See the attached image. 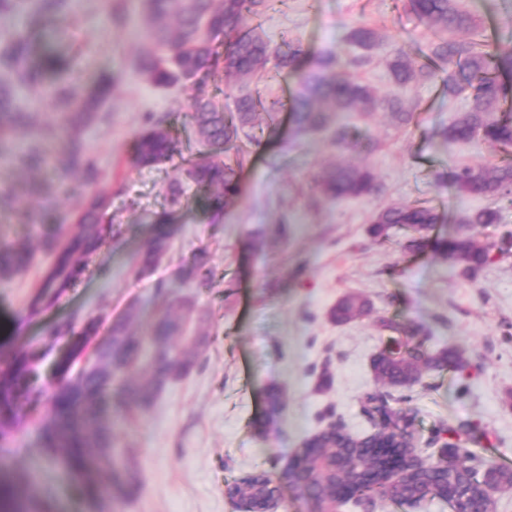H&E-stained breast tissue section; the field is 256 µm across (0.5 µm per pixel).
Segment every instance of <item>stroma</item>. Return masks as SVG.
Segmentation results:
<instances>
[{
    "instance_id": "stroma-1",
    "label": "stroma",
    "mask_w": 512,
    "mask_h": 512,
    "mask_svg": "<svg viewBox=\"0 0 512 512\" xmlns=\"http://www.w3.org/2000/svg\"><path fill=\"white\" fill-rule=\"evenodd\" d=\"M108 2L76 0L59 41L68 61L64 80L75 96L88 94L148 46L143 0H120L127 13L121 27L106 22ZM458 2L481 27H493L491 44L512 49V0ZM403 3L288 0L287 8L264 18L273 45L297 39L316 53L359 59L352 75L379 96L401 98L415 116L404 126L379 110L342 115L355 139L345 149L322 134H295L288 116H280L276 127L264 130L262 146L244 158L242 195L223 212L207 211L206 192L192 185L180 204L168 203L169 184L184 176L179 162L144 168L133 160L137 135L161 118L183 155L196 151L188 81L161 89L145 77L125 75L103 107L106 119L83 135L98 166L92 185L32 173L13 156L0 155V194L14 197L0 205V243L33 249L28 270L0 284V355L37 348L52 363L61 344L49 340L50 330L91 315L106 329L131 317V331L145 334L161 310L159 286L188 311L181 345L208 338L198 367L171 382L148 411L112 406L114 432L141 482L127 503L85 498L79 482L44 455L37 437L44 407L30 409L29 423L0 441V479L22 490L26 512H39L43 502L52 512H241L226 496L227 484L260 471L279 473L302 440L327 424L343 422L359 436L373 432L361 398L377 388L371 359L383 346L375 325L380 316L422 328L427 350L455 347L467 362L461 371H423L415 399L405 406L417 454L437 458L432 430L465 424L466 446L479 463L512 467V206L502 208L498 223L477 226L496 259L470 279L431 248L405 250L404 230L392 229L384 241L369 231L375 211L420 203L444 215L436 234L456 232L461 216L486 201L459 193L451 171L501 157L494 147L439 136V128L467 108L468 92L448 96L439 75L406 86L393 81L387 62L394 48L406 44L420 65L429 39ZM359 26L380 33L377 47L366 51L348 42L349 31ZM340 160L369 163L377 192L313 203L317 176ZM92 191L109 197L115 233L72 288L30 315L29 301L49 262L39 234L53 218L44 214L42 198L50 196L58 212L74 215ZM165 212L179 227L171 248L149 274L136 275L133 259ZM200 253L210 280L184 281L181 267ZM347 293L366 296L372 311L339 325L329 311ZM273 388L282 406L269 420ZM258 422L264 431L255 430Z\"/></svg>"
}]
</instances>
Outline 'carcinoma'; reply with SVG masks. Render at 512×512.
I'll return each instance as SVG.
<instances>
[{"label": "carcinoma", "instance_id": "carcinoma-1", "mask_svg": "<svg viewBox=\"0 0 512 512\" xmlns=\"http://www.w3.org/2000/svg\"><path fill=\"white\" fill-rule=\"evenodd\" d=\"M70 0H0V16L17 12L26 15V29L0 49V154L10 150L3 138L5 131L28 138L25 161L36 168L46 163L43 141L63 140V152L56 159L58 170L66 175L84 173L87 181L97 177V167L90 158L80 131L100 118L99 109L120 80L114 75L99 83L87 99L71 103L63 83L65 58L42 39V35L65 18ZM151 46L132 63L134 71L160 87L182 79L196 80L191 121L202 149L185 160L186 178L198 188L213 192L208 207L219 211L237 203L242 194L241 168L244 154L242 139L260 146L254 134L262 124L275 123L280 111L278 99L263 100L251 93L235 101V111L226 112L215 101L204 78L223 70L225 81L247 82L268 74L270 57L280 69L296 68L304 54L301 45L288 43L285 50L274 49L262 19L278 8V0H145ZM408 7L435 39L427 47L428 63L415 66L409 54L398 48L388 61L394 82L405 86L421 78L446 74L448 95L472 89L469 108L440 129L448 142L478 141L506 152L512 150V112L502 105L512 99V50L492 48L476 39V23L462 10L457 0H410ZM256 21L243 24L245 17ZM222 32L227 43L224 53L213 46L214 34ZM348 39L367 50L380 42L378 32L357 27ZM356 59L326 53L317 56L314 68L302 75L300 89L290 104L291 119L300 134L331 132L334 144L347 147L350 132L336 125L342 112L388 111L401 124L413 119L414 109L399 99L377 96L368 85L351 79L350 68ZM48 78L51 93L65 110V122L58 127L36 125L34 117L21 103L24 88L44 85ZM178 152L170 129L159 120L136 139L134 160L140 167H154ZM458 192L490 200V204L462 218L465 228L449 236L429 238L440 216L422 204H400L383 208L372 220V234L389 238L388 230L400 226L410 232L404 248L410 251L432 243L433 251L453 260L459 274L472 278L492 263V247L481 242L473 228L493 224L500 205H512V160L476 166H462L451 174ZM321 196L330 203L360 198L374 193L377 182L368 164H337L324 170L317 179ZM109 199L100 194L89 196L76 217V224L61 217L55 232L45 238L44 251L53 255V265L46 272L38 291L29 302V312L38 313L83 275L85 261L96 253L102 240L114 233L106 223ZM176 228L159 222L154 225L141 253L134 261L139 275L148 274L166 254ZM32 255L24 244L0 246V282L23 273ZM190 282L205 283L212 275L204 256L196 257L183 271ZM169 304L156 318L145 337L128 329V320L112 323L110 341L90 350L92 339L99 334L101 320L87 317L81 327L59 326L51 338L68 337V350L56 360L53 381L46 389L39 385L42 356L36 351L20 350L0 359V439L26 421L24 405L42 402L47 418L38 428V440L48 460L62 462L80 483L84 496L99 499L110 493L111 482L93 470L103 465L113 473L114 482L125 497L141 490L136 474L124 466L127 450L118 446L112 427V395H117L130 411H146L172 381L188 376L199 365L200 348L206 338L198 337L189 349L176 347L172 340L184 332L185 318L173 312ZM370 310L360 295L347 294L330 311L336 323L355 320ZM381 332L388 333L383 350L373 360L378 382L411 399V389L420 379V366L429 369L460 370L465 366L456 349H442L430 354L423 343L413 337L420 330L380 316L375 321ZM87 355L90 365L70 376L75 360ZM363 410L375 432L363 437L350 434L344 425L334 423L303 440L296 449L304 479L320 501V507L332 502L333 487L346 483L351 496L359 500L379 497L398 505L413 504L426 496L445 501L452 512H493V501L466 497L467 484L485 478L497 488L512 490V468L491 467L481 470L475 465L473 452L453 444L442 449L433 463H422L412 481L384 479L388 460L401 452L414 451L412 422L393 412L382 393H368ZM289 475L273 476L266 471L233 484L240 498L255 508H263L288 484Z\"/></svg>", "mask_w": 512, "mask_h": 512}]
</instances>
